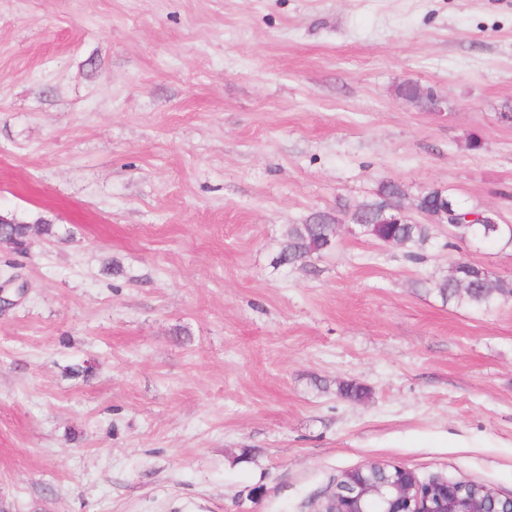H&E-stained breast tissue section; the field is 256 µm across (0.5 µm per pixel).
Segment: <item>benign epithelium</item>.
I'll return each instance as SVG.
<instances>
[{
  "instance_id": "7a95c632",
  "label": "benign epithelium",
  "mask_w": 512,
  "mask_h": 512,
  "mask_svg": "<svg viewBox=\"0 0 512 512\" xmlns=\"http://www.w3.org/2000/svg\"><path fill=\"white\" fill-rule=\"evenodd\" d=\"M453 207L444 202L432 214H424L431 224L453 222ZM407 217L402 198L389 202L381 220L401 224ZM335 235L345 231L354 236L367 234L357 219L345 224L334 219ZM467 484L452 479L422 481L410 470L397 465L369 462L346 472L341 485L325 494L317 512H369L377 503L380 512H512V497L503 498L492 488L478 496L466 490Z\"/></svg>"
}]
</instances>
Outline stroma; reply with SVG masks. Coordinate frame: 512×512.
<instances>
[{"label": "stroma", "mask_w": 512, "mask_h": 512, "mask_svg": "<svg viewBox=\"0 0 512 512\" xmlns=\"http://www.w3.org/2000/svg\"><path fill=\"white\" fill-rule=\"evenodd\" d=\"M510 105L512 0H0V214L57 232L0 246V512H315L372 461L512 496V297L433 290L512 249L279 263L385 181L512 224ZM326 213L315 212L304 224H292L288 228V246L285 245L280 253L279 262L291 265L297 255L320 256L330 251L334 246H328ZM288 248V257L286 250ZM470 265L478 266L469 261H455L448 267V275L436 283L437 293L443 301L454 302L480 311L496 308L502 300L512 297V279L495 275L488 278L475 279L471 290L459 291L456 281L462 275L461 269Z\"/></svg>", "instance_id": "1"}]
</instances>
